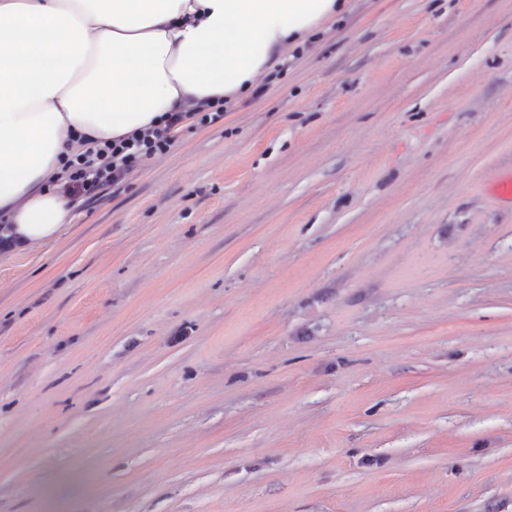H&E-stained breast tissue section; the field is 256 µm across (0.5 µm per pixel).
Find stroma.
Here are the masks:
<instances>
[{"label": "stroma", "instance_id": "obj_1", "mask_svg": "<svg viewBox=\"0 0 512 512\" xmlns=\"http://www.w3.org/2000/svg\"><path fill=\"white\" fill-rule=\"evenodd\" d=\"M512 0H351L0 263V512H512Z\"/></svg>", "mask_w": 512, "mask_h": 512}]
</instances>
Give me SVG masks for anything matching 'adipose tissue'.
I'll return each instance as SVG.
<instances>
[{
    "instance_id": "ef3b65f1",
    "label": "adipose tissue",
    "mask_w": 512,
    "mask_h": 512,
    "mask_svg": "<svg viewBox=\"0 0 512 512\" xmlns=\"http://www.w3.org/2000/svg\"><path fill=\"white\" fill-rule=\"evenodd\" d=\"M348 0H0V236L77 217L53 181L76 135L108 140L203 99L236 101Z\"/></svg>"
}]
</instances>
